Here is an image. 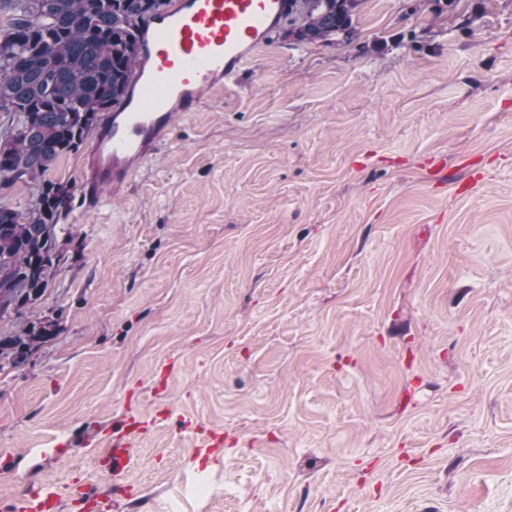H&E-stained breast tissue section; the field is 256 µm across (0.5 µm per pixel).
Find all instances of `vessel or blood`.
Returning <instances> with one entry per match:
<instances>
[{"instance_id":"1","label":"vessel or blood","mask_w":512,"mask_h":512,"mask_svg":"<svg viewBox=\"0 0 512 512\" xmlns=\"http://www.w3.org/2000/svg\"><path fill=\"white\" fill-rule=\"evenodd\" d=\"M289 0H173L147 20L133 93L106 114L91 135L81 166L88 207L100 192L126 185L143 162L167 139L173 119L194 111L203 91L235 81L253 49L272 37L288 15ZM101 453L115 492L132 500V486L121 483L132 450L121 439L107 440ZM59 502L53 485L18 498L17 512H52Z\"/></svg>"}]
</instances>
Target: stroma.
I'll list each match as a JSON object with an SVG mask.
<instances>
[{"label": "stroma", "mask_w": 512, "mask_h": 512, "mask_svg": "<svg viewBox=\"0 0 512 512\" xmlns=\"http://www.w3.org/2000/svg\"><path fill=\"white\" fill-rule=\"evenodd\" d=\"M353 26L275 32L96 210L84 151L49 172L75 200L0 367V512H512V0ZM32 322L27 321L22 324L20 334H16L15 336H9L7 338H2L0 336V360H8L9 363H16V353H13L15 349L20 347V345H27L29 347L34 341H36L39 336H36L33 332L34 326L30 325ZM23 335V336H22ZM23 337L27 339L28 342H24ZM101 446L103 448H100V452L112 477H120L127 467L133 448H130L129 443L122 441L121 438L113 441L105 440ZM59 503V495L56 488L51 485H43L37 490H30L17 499L13 509L20 512H43L55 509Z\"/></svg>", "instance_id": "obj_1"}]
</instances>
